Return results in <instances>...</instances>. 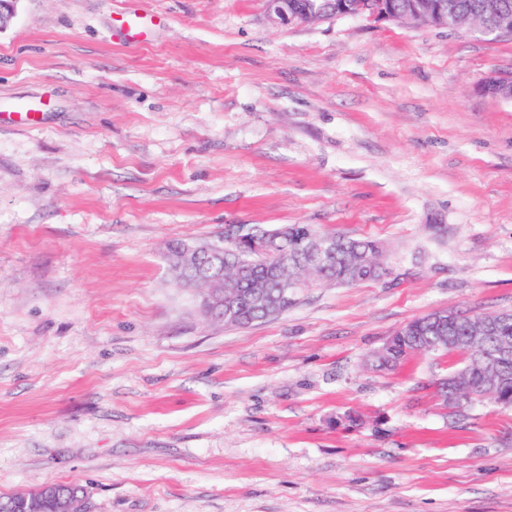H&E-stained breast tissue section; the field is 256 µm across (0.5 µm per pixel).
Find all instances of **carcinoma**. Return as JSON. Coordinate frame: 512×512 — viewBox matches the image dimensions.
I'll list each match as a JSON object with an SVG mask.
<instances>
[{"label":"carcinoma","instance_id":"carcinoma-1","mask_svg":"<svg viewBox=\"0 0 512 512\" xmlns=\"http://www.w3.org/2000/svg\"><path fill=\"white\" fill-rule=\"evenodd\" d=\"M490 0H444L448 13L460 17L483 15ZM279 237L266 240V251L258 254L252 250L246 252L232 243H217L213 254L203 257L204 269L224 278L227 294L236 297L233 326H248L254 322L268 319L264 305L254 300L249 288L254 281L264 284L267 301L275 302L280 298L278 282L269 275L268 267L286 262L294 274L303 276L315 284L324 282L336 285H354L376 281L386 274L379 257L383 247L374 240L355 239L347 235L331 233L336 239V248L320 260L314 262L304 254L292 252V245L309 234L324 235L305 224H290L274 229ZM512 347V312H503L499 334L472 341L459 322L448 328V334L439 336L425 315L407 323L403 329L389 338L372 355V366L378 370H395L415 353L455 354L462 362L453 366L448 376L436 383V395H446L448 379L464 371L472 383L473 396L462 400L464 404L479 402L482 394L481 381L486 374V366L481 360L480 351L487 348ZM499 385L494 394L488 396L503 407H512V362L499 368ZM70 483H60L43 487L27 494L0 495V512H6L3 505L18 503H39L43 496L52 491L67 490Z\"/></svg>","mask_w":512,"mask_h":512}]
</instances>
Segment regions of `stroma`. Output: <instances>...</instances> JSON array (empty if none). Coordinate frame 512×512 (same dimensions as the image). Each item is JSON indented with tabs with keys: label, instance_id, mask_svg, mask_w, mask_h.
Masks as SVG:
<instances>
[{
	"label": "stroma",
	"instance_id": "1",
	"mask_svg": "<svg viewBox=\"0 0 512 512\" xmlns=\"http://www.w3.org/2000/svg\"><path fill=\"white\" fill-rule=\"evenodd\" d=\"M152 16L130 44L117 15ZM512 38L264 0H21L0 31V494L92 512H512V408L451 412L410 320L512 310ZM311 224L388 273L204 317L171 241ZM359 425H349L346 413ZM274 25L309 24L330 17L365 16L374 21L396 20L393 0H368L344 6L345 0H265ZM482 89L497 98L512 101V72L490 75L484 80ZM73 486H81V485L76 484V483H60V484L46 486L39 490L30 492L27 494H12V495H7V496L0 495V512L17 511L16 509L6 511V509L3 508V505L6 503H18V502H22V501L28 499L29 504H33V503L38 504L42 500V498L45 494H48L49 492H52V491L67 490ZM88 495L85 489L78 493L56 495L54 498L55 512H87Z\"/></svg>",
	"mask_w": 512,
	"mask_h": 512
}]
</instances>
